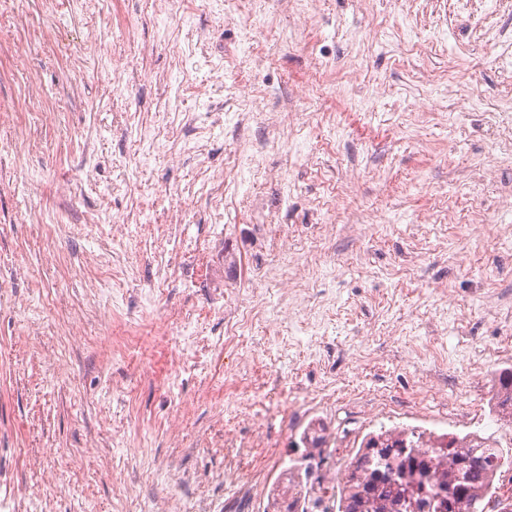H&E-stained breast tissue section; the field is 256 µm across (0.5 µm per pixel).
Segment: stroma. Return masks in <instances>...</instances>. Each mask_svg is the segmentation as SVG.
Segmentation results:
<instances>
[{
  "label": "stroma",
  "mask_w": 512,
  "mask_h": 512,
  "mask_svg": "<svg viewBox=\"0 0 512 512\" xmlns=\"http://www.w3.org/2000/svg\"><path fill=\"white\" fill-rule=\"evenodd\" d=\"M266 10L247 44L238 0H0V512H263L312 423L476 433L512 476V0ZM248 302L280 314L226 341ZM491 398L493 407L500 420L512 423V370H501L494 385Z\"/></svg>",
  "instance_id": "obj_1"
}]
</instances>
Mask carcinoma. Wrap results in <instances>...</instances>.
Instances as JSON below:
<instances>
[{
	"label": "carcinoma",
	"instance_id": "cac0c4a2",
	"mask_svg": "<svg viewBox=\"0 0 512 512\" xmlns=\"http://www.w3.org/2000/svg\"><path fill=\"white\" fill-rule=\"evenodd\" d=\"M497 416L512 423V370L499 372L491 398ZM503 451L487 438L436 435L415 428L368 434L349 462L344 485L324 512H489ZM313 465L288 468L289 480L270 492L265 512H296L297 487Z\"/></svg>",
	"mask_w": 512,
	"mask_h": 512
}]
</instances>
